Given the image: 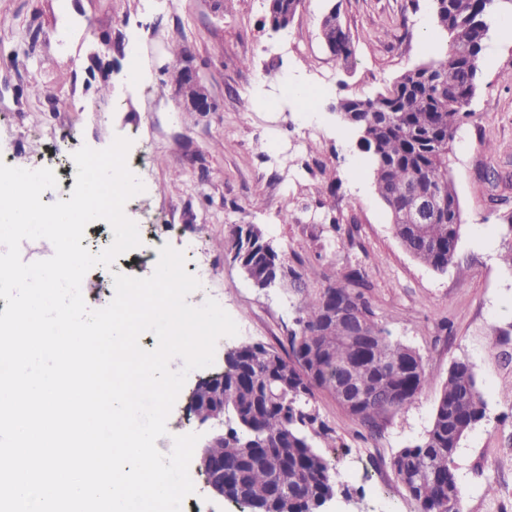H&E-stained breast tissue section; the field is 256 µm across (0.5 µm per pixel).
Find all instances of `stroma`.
I'll return each mask as SVG.
<instances>
[{
	"mask_svg": "<svg viewBox=\"0 0 512 512\" xmlns=\"http://www.w3.org/2000/svg\"><path fill=\"white\" fill-rule=\"evenodd\" d=\"M333 9L354 47L348 63L321 37ZM267 14V0H172L162 9L149 0H0V155L29 168L60 148L131 140L130 155L147 158L128 213L142 249L195 244L186 270L204 286L188 303L214 299L238 326L216 344V372L232 348L285 347L308 296L361 268L378 320L419 353L434 384L373 434L315 391L311 404L333 437L322 454L336 492L323 512H416L393 460L425 436L448 368L462 358L474 366L487 418L454 456L461 510L512 512V371L491 344L494 330L512 326V269L499 259L512 228V86L500 78L512 69V37L491 32L448 155L462 224L455 262L441 273L402 248L356 135L330 109L341 97L376 96L427 59L438 41L430 0H302L280 32ZM174 43L214 111L188 112L177 100ZM235 224L257 225L315 277L301 291L255 288L224 253ZM202 375L188 373L169 433L206 440L223 431L186 411L185 393Z\"/></svg>",
	"mask_w": 512,
	"mask_h": 512,
	"instance_id": "35a3bbf8",
	"label": "stroma"
}]
</instances>
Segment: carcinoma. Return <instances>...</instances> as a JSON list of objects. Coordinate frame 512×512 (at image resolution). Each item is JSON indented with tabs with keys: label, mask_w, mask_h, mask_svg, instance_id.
Masks as SVG:
<instances>
[{
	"label": "carcinoma",
	"mask_w": 512,
	"mask_h": 512,
	"mask_svg": "<svg viewBox=\"0 0 512 512\" xmlns=\"http://www.w3.org/2000/svg\"><path fill=\"white\" fill-rule=\"evenodd\" d=\"M437 35L446 46L431 59L401 73L374 98L345 97L332 109L347 128L369 135L359 140L373 186L395 237L414 259L443 272L454 263L460 227L443 216L417 224L405 217L415 189H438L458 203L448 163L450 146L477 91L482 51L496 15L512 0H432ZM301 0H269L268 23L287 29ZM330 51L348 62L354 49L336 11L321 21ZM224 252L243 270L257 273V288H303L314 272L288 265L254 225H236ZM288 266V276L278 274ZM363 272L349 269L309 298L288 331L287 355L262 344L226 354L224 414L233 426L224 441L206 449L224 460V498L250 512H277L283 496L297 512H319L334 496L330 468L314 438L330 440V429L310 407L314 390L331 394L371 431L387 414L411 403L432 377L412 347L390 338L365 297ZM357 320L362 334L347 333L331 308ZM499 360L512 369V329L495 333ZM487 417L474 366L458 359L448 368L426 435L394 458L396 476L417 512H461L453 458L462 439Z\"/></svg>",
	"instance_id": "obj_1"
}]
</instances>
